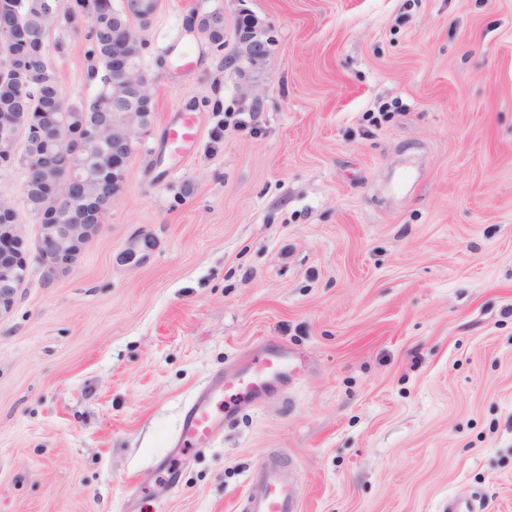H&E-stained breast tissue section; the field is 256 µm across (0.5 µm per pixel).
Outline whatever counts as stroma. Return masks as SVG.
<instances>
[{
	"instance_id": "obj_1",
	"label": "stroma",
	"mask_w": 512,
	"mask_h": 512,
	"mask_svg": "<svg viewBox=\"0 0 512 512\" xmlns=\"http://www.w3.org/2000/svg\"><path fill=\"white\" fill-rule=\"evenodd\" d=\"M242 8L275 36L247 85L224 69ZM213 10L220 48L189 25ZM137 35L151 127L55 279L0 170L32 255L0 310V512H239L275 450L301 512H512V0H159ZM52 37L90 100L84 36ZM280 343L295 374L153 501L191 398ZM198 139V130L195 119L189 114H182L180 118L168 128L167 149L179 155L187 154Z\"/></svg>"
}]
</instances>
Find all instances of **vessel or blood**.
<instances>
[{
    "label": "vessel or blood",
    "mask_w": 512,
    "mask_h": 512,
    "mask_svg": "<svg viewBox=\"0 0 512 512\" xmlns=\"http://www.w3.org/2000/svg\"><path fill=\"white\" fill-rule=\"evenodd\" d=\"M197 139L193 116L184 114L169 127L167 148L184 155ZM290 370L286 347L245 352L236 374L210 383L186 407L171 455L190 446H208L222 424L232 420L242 405H258L269 399ZM281 467V457L274 455L254 469L247 482L242 512H299L296 491L282 480Z\"/></svg>",
    "instance_id": "obj_1"
}]
</instances>
